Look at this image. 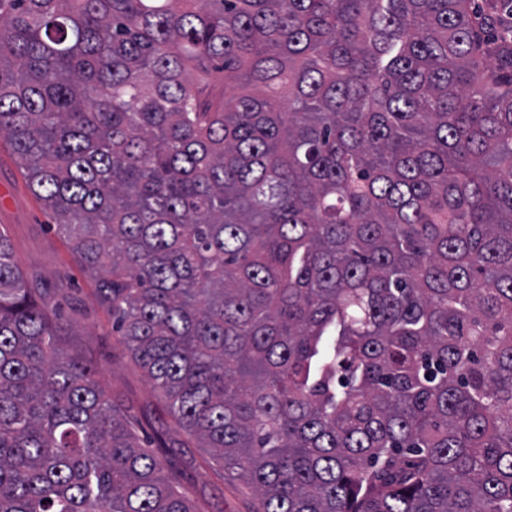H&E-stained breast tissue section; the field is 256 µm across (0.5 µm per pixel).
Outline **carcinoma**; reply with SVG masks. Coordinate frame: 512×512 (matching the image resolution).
<instances>
[{
	"label": "carcinoma",
	"mask_w": 512,
	"mask_h": 512,
	"mask_svg": "<svg viewBox=\"0 0 512 512\" xmlns=\"http://www.w3.org/2000/svg\"><path fill=\"white\" fill-rule=\"evenodd\" d=\"M494 2L0 0V141L258 512H512ZM69 308L0 229V512H194Z\"/></svg>",
	"instance_id": "obj_1"
}]
</instances>
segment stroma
I'll list each match as a JSON object with an SVG mask.
<instances>
[{
  "label": "stroma",
  "instance_id": "1",
  "mask_svg": "<svg viewBox=\"0 0 512 512\" xmlns=\"http://www.w3.org/2000/svg\"><path fill=\"white\" fill-rule=\"evenodd\" d=\"M51 218L29 189L18 163L0 145V228L9 237L14 256L26 273L64 278L78 307L68 344L75 346L96 370L110 398L131 414H147L138 427L146 449L162 460L196 512H257L254 493L232 475H220L210 456L186 440L153 392L127 347L112 331V317L94 296V283L76 264L67 242L50 225Z\"/></svg>",
  "mask_w": 512,
  "mask_h": 512
}]
</instances>
